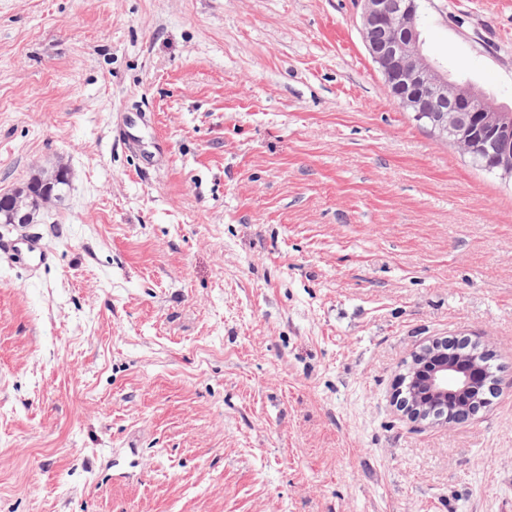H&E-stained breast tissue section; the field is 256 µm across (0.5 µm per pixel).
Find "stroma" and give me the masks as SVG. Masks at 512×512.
Wrapping results in <instances>:
<instances>
[{
    "label": "stroma",
    "mask_w": 512,
    "mask_h": 512,
    "mask_svg": "<svg viewBox=\"0 0 512 512\" xmlns=\"http://www.w3.org/2000/svg\"><path fill=\"white\" fill-rule=\"evenodd\" d=\"M360 0H0V512H512V177L391 98ZM422 50L512 108V0H421ZM481 341L496 396L395 382ZM52 190L53 194H58L62 186L69 185L68 171L64 168H58L48 178H36L29 182L25 188L29 191V194L24 198V202L27 204V209L33 213L34 220L35 216L39 215L44 209V196L48 197L49 191L46 189L43 194V188L46 185ZM0 253L7 254L16 264L37 263L45 264L49 259V253L36 237L20 235L16 239L0 240ZM37 265V266H38ZM444 348L441 340L433 341L431 345L417 352L413 358H416L419 364L410 374L411 381L406 382L405 378L398 382V390L400 394H405L403 398L407 401V415L413 422L427 418V399L446 400L448 403V399L454 398L456 394L460 395L465 390L475 392L478 389L480 373L477 367L466 369L458 363L448 362L447 351ZM423 375L427 380L422 395L417 394L416 390L410 391L409 385Z\"/></svg>",
    "instance_id": "obj_1"
}]
</instances>
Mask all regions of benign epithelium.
Instances as JSON below:
<instances>
[{
	"label": "benign epithelium",
	"instance_id": "obj_1",
	"mask_svg": "<svg viewBox=\"0 0 512 512\" xmlns=\"http://www.w3.org/2000/svg\"><path fill=\"white\" fill-rule=\"evenodd\" d=\"M363 2L362 39L387 92L433 134L452 141L466 155L483 149L488 155L487 168L511 173L512 129L503 126V109L485 103L470 86L448 84V77L424 57L417 30V0ZM459 112L471 113L470 126H458ZM414 358L419 364L411 380L427 377L425 391L417 394L404 380L398 386L412 421L425 420L429 399L448 400L465 390L477 391V368L448 361L442 342H433Z\"/></svg>",
	"mask_w": 512,
	"mask_h": 512
}]
</instances>
